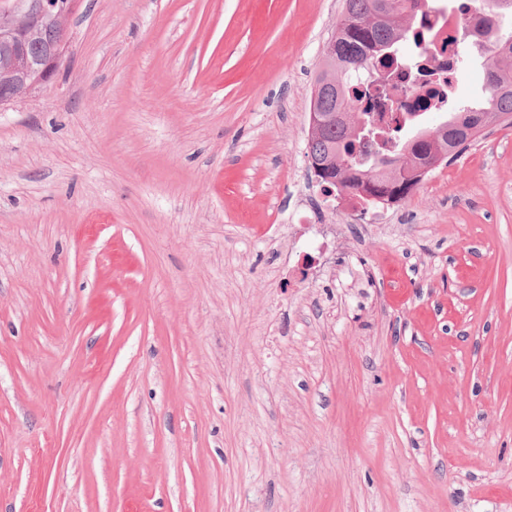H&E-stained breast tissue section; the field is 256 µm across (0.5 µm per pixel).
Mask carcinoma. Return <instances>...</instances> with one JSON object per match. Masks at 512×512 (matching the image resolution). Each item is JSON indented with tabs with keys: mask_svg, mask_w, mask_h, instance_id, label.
<instances>
[{
	"mask_svg": "<svg viewBox=\"0 0 512 512\" xmlns=\"http://www.w3.org/2000/svg\"><path fill=\"white\" fill-rule=\"evenodd\" d=\"M383 0H345L336 25V43L327 54L324 68L317 75L310 99V111L345 113L352 125V136L345 135L341 124L329 126L320 135L309 132L308 155L316 168L336 176V185L361 192L380 202H399L412 192L405 175L420 165L416 145L424 146L445 158L458 156L492 124L512 125V34L497 36L501 52L490 64L498 74V84L486 83L487 96L476 106H464L451 112L448 119L429 131V138H416L418 127L406 124L399 116L392 123L380 125L386 111L385 89H376V101L356 110L357 102L367 97V79L371 69L380 64L390 67L400 59L401 42L422 44L416 23L409 27L404 20L406 7L396 9L391 20H377ZM465 9L494 12L499 18L512 14V0H466ZM479 127L469 138L448 137V128L457 123Z\"/></svg>",
	"mask_w": 512,
	"mask_h": 512,
	"instance_id": "obj_1",
	"label": "carcinoma"
}]
</instances>
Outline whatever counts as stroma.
<instances>
[{
	"mask_svg": "<svg viewBox=\"0 0 512 512\" xmlns=\"http://www.w3.org/2000/svg\"><path fill=\"white\" fill-rule=\"evenodd\" d=\"M342 10L79 0L0 107V512H512V127L344 220Z\"/></svg>",
	"mask_w": 512,
	"mask_h": 512,
	"instance_id": "35a3bbf8",
	"label": "stroma"
}]
</instances>
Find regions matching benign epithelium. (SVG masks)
<instances>
[{
  "label": "benign epithelium",
  "instance_id": "obj_1",
  "mask_svg": "<svg viewBox=\"0 0 512 512\" xmlns=\"http://www.w3.org/2000/svg\"><path fill=\"white\" fill-rule=\"evenodd\" d=\"M77 0H12L0 12V106L55 82Z\"/></svg>",
  "mask_w": 512,
  "mask_h": 512
}]
</instances>
